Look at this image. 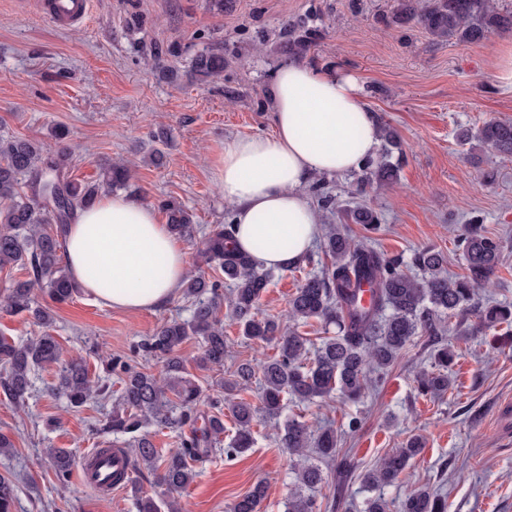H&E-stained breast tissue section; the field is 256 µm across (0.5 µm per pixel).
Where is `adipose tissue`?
Wrapping results in <instances>:
<instances>
[{"label":"adipose tissue","instance_id":"obj_1","mask_svg":"<svg viewBox=\"0 0 512 512\" xmlns=\"http://www.w3.org/2000/svg\"><path fill=\"white\" fill-rule=\"evenodd\" d=\"M273 133L233 138L214 164L218 188L234 212L235 241L255 266L284 269L310 252L321 215L302 189L315 175H344L375 156L381 126L356 77L291 59L273 74ZM65 260L83 291L129 313L153 310L176 295L187 275L186 250L154 209L115 193L78 211L66 234ZM112 279L102 291L91 275Z\"/></svg>","mask_w":512,"mask_h":512}]
</instances>
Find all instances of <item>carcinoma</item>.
I'll return each mask as SVG.
<instances>
[{
  "label": "carcinoma",
  "mask_w": 512,
  "mask_h": 512,
  "mask_svg": "<svg viewBox=\"0 0 512 512\" xmlns=\"http://www.w3.org/2000/svg\"><path fill=\"white\" fill-rule=\"evenodd\" d=\"M392 23L418 27L438 39H455L475 44L492 32L512 31V11H502L492 0H399ZM316 30L308 21L288 24V53L309 50L316 40ZM224 71V43H209L191 62L190 76L205 80ZM464 140L477 141L495 152L512 156V120L495 119L476 131L462 133ZM72 153L64 148L54 155L45 152L42 143L25 137L0 138V271L16 267L26 269L28 279L11 283L0 309L13 314H28L41 328L38 336L16 344L0 338V393L22 404L31 389L35 368L60 365L53 390L79 407L94 396H105L109 388L95 383L85 360L72 356L62 360V346L49 329L54 323L53 309L35 300L40 290L53 303L63 304L80 293V286L63 264L64 234L76 212L94 206L103 189L127 187L129 170L122 165H108L99 183H82L68 174ZM357 184L361 195L373 182L395 178L398 166L368 161ZM161 208L167 214L170 233L181 239L195 237L192 215L179 203L165 200ZM232 211L225 221L206 233L201 251L204 262L218 269L224 280L208 279L203 274H189L182 289L192 300V314L186 321L173 320L161 325L143 340L144 352L165 359V377L134 369L126 361L108 360L107 371L121 380L112 417L106 429L132 435L131 452L135 461L157 473V482L167 498L157 501L149 496H135L138 512H180L173 494L187 488L195 479L194 463L202 461L220 443L224 434L223 404H228L235 420V435L224 449L228 457L247 452L252 445V428L257 411L250 403L226 397L213 400L208 408L200 405V390L178 354L180 345L191 336L202 340L203 366H222L227 347L224 325L217 316L221 301L228 303L231 314L244 337L256 344L275 345V355L255 366L238 365L235 380L227 391L250 384L255 370L262 373L263 409L277 415L284 408V397L299 402H313L336 393L344 400H355L366 389L383 382L390 368L407 345L418 335L432 338L435 370L422 371L416 378V390L422 396H436L448 391V366L455 353L438 345L442 318L466 313L475 302L478 289L488 283L498 269L502 242L485 234L480 219H471L470 227L460 235L457 246L465 261L466 274L448 275L447 258L430 247L414 250L409 258L388 257L364 241L354 242L347 224H359L368 232L379 229L382 218L374 209L357 206L344 217V223L331 226L324 239V249L331 263L322 272L307 276L288 300L289 316L295 323L317 318L336 327V334L318 345L297 331H283L272 318L259 316V302L268 288L271 273L258 269L250 256L235 245ZM57 221L56 230L45 225ZM372 288L369 302L360 297L361 286ZM229 293H224V286ZM484 328L512 324V305L492 303L480 308ZM160 427L190 428L181 449L159 459L152 439L140 430L149 424ZM281 447L296 460L294 490L285 503V512H315L310 493L325 480L321 462L336 456V431H313L309 425L291 418L279 436ZM424 448L423 438L415 435L403 447L395 449L361 481L371 490L393 484L409 463ZM45 455L58 481L65 483L75 458L65 448H48ZM110 456V449L98 448L89 458L90 485L101 492L112 490L123 479L122 469H101L100 458ZM265 486L258 483L236 499L230 512H259ZM16 487L0 477V512H14ZM399 512H448L446 499L425 488L412 491L399 505Z\"/></svg>",
  "instance_id": "cac0c4a2"
}]
</instances>
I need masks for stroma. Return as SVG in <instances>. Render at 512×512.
I'll return each mask as SVG.
<instances>
[{
  "mask_svg": "<svg viewBox=\"0 0 512 512\" xmlns=\"http://www.w3.org/2000/svg\"><path fill=\"white\" fill-rule=\"evenodd\" d=\"M396 0H92L84 27L58 30L40 18L31 0H0V138L40 140L58 149L54 127L68 130L70 175L96 180L107 163L126 164L134 176L126 193L158 207L174 199L195 224L223 223L227 205L214 178L213 161L226 140L273 130L268 88L274 71L289 58L282 34L288 21L311 16L318 36L305 61L319 70L355 76L366 105L381 125L398 135L403 158L393 182L354 195L355 174L323 176L341 208L364 203L382 217L372 243L384 253L410 255L430 246L448 258V273L465 271L454 241L472 215L488 235L500 238L504 259L480 302L512 304V157L463 142L465 128L491 118L512 120V90L493 79L503 43L512 34L493 33L478 44L438 40L424 30L399 28L391 16ZM224 42V72L201 82L189 78L191 58L213 40ZM175 46L177 81L159 79L149 63L155 46ZM170 140L166 163L148 161L152 132ZM328 262L322 241L307 260L275 270L259 306L261 316L289 325L288 298L306 274ZM191 303L176 295L160 309L131 314L85 293L55 306L53 334L65 355H81L92 379L119 390L105 364L127 360L137 370L162 374L161 358L137 353V345L164 322L186 320ZM227 349L220 368L202 367L198 337L179 349L200 388L202 403L221 395L243 361L275 355L270 344L244 339L227 305H220ZM467 334L446 331L455 350L454 385L441 398L419 397L415 379L429 369L428 339L418 336L402 352L383 384L356 403L334 397L288 403L282 417L260 416L247 453L217 454L197 464L194 482L178 493L182 512H229L231 504L263 483L259 512H283L292 488L293 460L278 436L284 420L302 416L312 428L334 429L336 458L324 464L325 481L314 491L317 512H363L372 492L360 479L410 436H423V453L383 490L399 502L426 486L445 495L448 512H512V327L485 330L478 310L466 317ZM57 365L39 368L25 405L0 396V431L10 433L12 455H0V476L17 489L15 512H135L134 496H159L147 470H132L129 485L102 494L71 473L59 482L44 457L66 448L76 457L88 450L128 447L127 435L104 431L113 399L95 397L74 408L51 389ZM359 416L358 432L347 430Z\"/></svg>",
  "mask_w": 512,
  "mask_h": 512,
  "instance_id": "obj_1",
  "label": "stroma"
}]
</instances>
